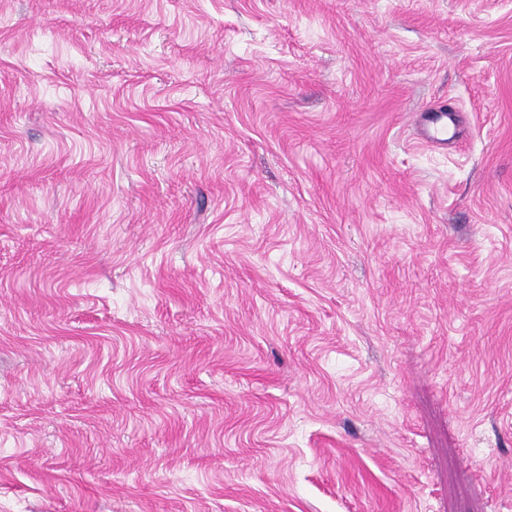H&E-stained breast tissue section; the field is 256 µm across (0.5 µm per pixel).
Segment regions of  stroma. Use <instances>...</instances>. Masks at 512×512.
<instances>
[{
    "mask_svg": "<svg viewBox=\"0 0 512 512\" xmlns=\"http://www.w3.org/2000/svg\"><path fill=\"white\" fill-rule=\"evenodd\" d=\"M0 512H512V0H0ZM431 123L421 128V136L424 142L435 146L448 145V114L442 111L434 115Z\"/></svg>",
    "mask_w": 512,
    "mask_h": 512,
    "instance_id": "35a3bbf8",
    "label": "stroma"
}]
</instances>
